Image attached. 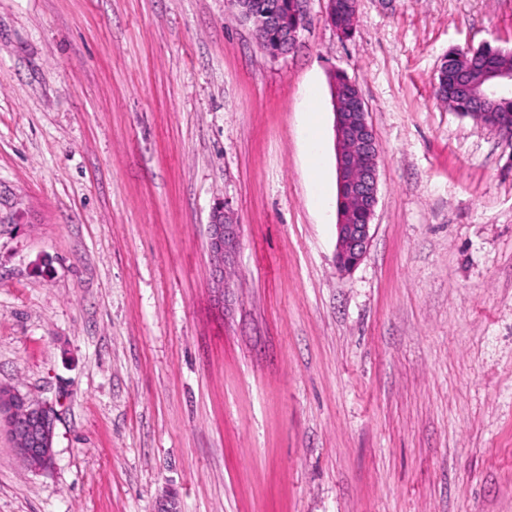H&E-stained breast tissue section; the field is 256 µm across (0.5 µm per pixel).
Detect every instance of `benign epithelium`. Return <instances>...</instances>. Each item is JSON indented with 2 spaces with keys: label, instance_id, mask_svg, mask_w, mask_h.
Returning <instances> with one entry per match:
<instances>
[{
  "label": "benign epithelium",
  "instance_id": "benign-epithelium-1",
  "mask_svg": "<svg viewBox=\"0 0 512 512\" xmlns=\"http://www.w3.org/2000/svg\"><path fill=\"white\" fill-rule=\"evenodd\" d=\"M245 21L256 35L274 24L266 11H249ZM306 25L304 3H295V22L288 28L285 50L292 49ZM457 98L475 104L477 119L491 117L489 110L512 99V70H488L485 85L475 88L457 73H448ZM342 95L335 99V153L337 175L336 266L343 272L357 267L371 242V221L378 202L379 145L359 87L345 80ZM239 228L226 205L213 208L207 225L210 254L215 271L224 279V268L233 263L239 245ZM56 415L46 406L0 386V426L7 427L18 458L35 471L47 469L53 460Z\"/></svg>",
  "mask_w": 512,
  "mask_h": 512
}]
</instances>
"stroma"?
<instances>
[{"instance_id": "stroma-1", "label": "stroma", "mask_w": 512, "mask_h": 512, "mask_svg": "<svg viewBox=\"0 0 512 512\" xmlns=\"http://www.w3.org/2000/svg\"><path fill=\"white\" fill-rule=\"evenodd\" d=\"M326 6L274 59L227 0H0V385L57 416L42 471L0 430V512H512V143L435 94L512 0ZM335 72L380 147L348 273ZM239 224L227 205L212 210L207 225L208 249L214 258L216 275L224 284V268L233 263L239 245Z\"/></svg>"}]
</instances>
